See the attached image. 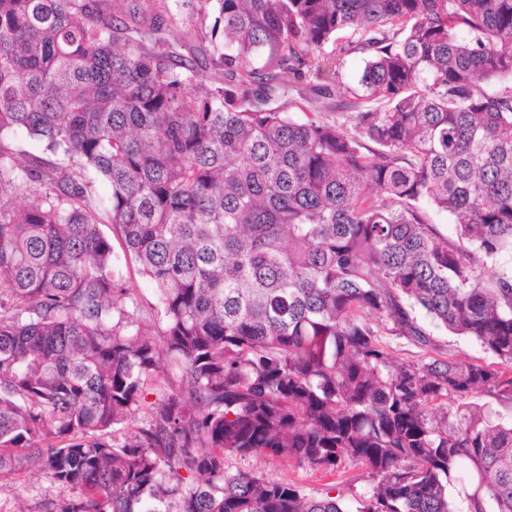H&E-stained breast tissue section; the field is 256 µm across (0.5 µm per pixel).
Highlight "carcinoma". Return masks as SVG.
<instances>
[{
	"label": "carcinoma",
	"mask_w": 512,
	"mask_h": 512,
	"mask_svg": "<svg viewBox=\"0 0 512 512\" xmlns=\"http://www.w3.org/2000/svg\"><path fill=\"white\" fill-rule=\"evenodd\" d=\"M212 1L204 76L126 0H0V479L46 474L54 512H348L224 462L349 459L356 512H512V422L471 402L512 401V0ZM287 74L337 116L273 105ZM420 313L497 363L395 360L377 326L430 346ZM123 276L127 286L135 289L141 306L144 307V310H148V305L155 303L154 291L147 280L139 274L133 262H128L126 266L123 265Z\"/></svg>",
	"instance_id": "obj_1"
}]
</instances>
